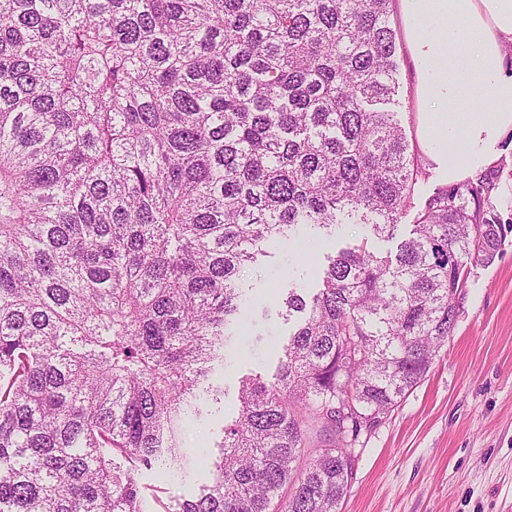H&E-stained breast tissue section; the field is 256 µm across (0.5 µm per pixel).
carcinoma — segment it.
Listing matches in <instances>:
<instances>
[{
  "label": "carcinoma",
  "instance_id": "carcinoma-1",
  "mask_svg": "<svg viewBox=\"0 0 512 512\" xmlns=\"http://www.w3.org/2000/svg\"><path fill=\"white\" fill-rule=\"evenodd\" d=\"M391 0H0V512H142V468L240 329L243 268L344 224L394 235L422 164ZM481 181L395 256L321 268L271 381L245 379L199 496L341 512L354 448L448 342L504 229Z\"/></svg>",
  "mask_w": 512,
  "mask_h": 512
}]
</instances>
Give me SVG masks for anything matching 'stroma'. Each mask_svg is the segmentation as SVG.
<instances>
[{"label":"stroma","mask_w":512,"mask_h":512,"mask_svg":"<svg viewBox=\"0 0 512 512\" xmlns=\"http://www.w3.org/2000/svg\"><path fill=\"white\" fill-rule=\"evenodd\" d=\"M390 21L401 75L397 118L425 174L414 184L393 238L368 240L369 250L395 255L429 197L449 185L463 188L485 178L495 183L491 203L509 230L492 262H471L456 301L453 333L425 380L357 445L342 512H512V131L500 136L491 162L464 168L448 183L421 144L425 107L401 0H392ZM240 283L252 331L236 338L230 361L213 363L208 382L219 392L201 394L199 414L186 415L182 447L220 444L225 424L238 410L241 380L257 375L268 381L277 370L276 346L287 342L292 329L279 314L281 298L292 288L312 295L319 280L282 245L246 268ZM139 481L143 512H162L164 503L198 494L205 478L144 470Z\"/></svg>","instance_id":"stroma-1"}]
</instances>
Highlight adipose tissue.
I'll list each match as a JSON object with an SVG mask.
<instances>
[{
  "label": "adipose tissue",
  "mask_w": 512,
  "mask_h": 512,
  "mask_svg": "<svg viewBox=\"0 0 512 512\" xmlns=\"http://www.w3.org/2000/svg\"><path fill=\"white\" fill-rule=\"evenodd\" d=\"M422 115L424 145L441 144L449 179L469 156L489 159L501 133L512 130V0H402ZM488 92L489 111L469 117L474 92Z\"/></svg>",
  "instance_id": "adipose-tissue-1"
}]
</instances>
